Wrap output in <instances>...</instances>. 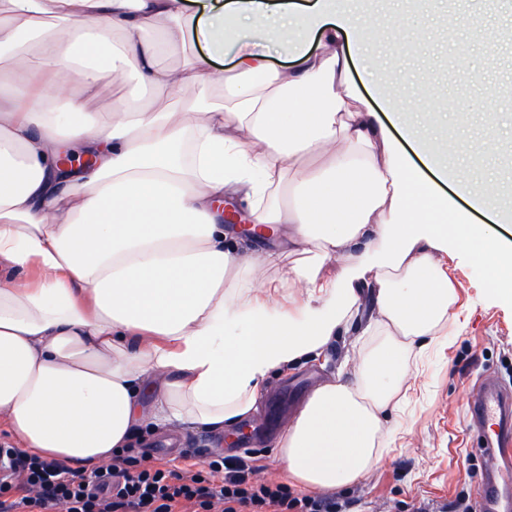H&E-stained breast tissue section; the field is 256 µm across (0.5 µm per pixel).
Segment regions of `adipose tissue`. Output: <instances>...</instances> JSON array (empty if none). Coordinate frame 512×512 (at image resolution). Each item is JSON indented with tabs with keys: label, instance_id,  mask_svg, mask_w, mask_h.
Listing matches in <instances>:
<instances>
[{
	"label": "adipose tissue",
	"instance_id": "obj_1",
	"mask_svg": "<svg viewBox=\"0 0 512 512\" xmlns=\"http://www.w3.org/2000/svg\"><path fill=\"white\" fill-rule=\"evenodd\" d=\"M377 28L350 0H0V428L16 448L88 473L140 424L233 429L367 297L354 364L275 452L306 491L382 462L408 364L455 302L444 256L485 265L512 299V252L472 220L510 224L512 209L449 167L425 112L353 90L350 60ZM186 42L197 52L161 64ZM271 46L293 66H272ZM228 50L232 68L216 67ZM128 78L152 87L147 106L84 111ZM228 202L287 249L240 252ZM269 269L277 284L241 287Z\"/></svg>",
	"mask_w": 512,
	"mask_h": 512
}]
</instances>
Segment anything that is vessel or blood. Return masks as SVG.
Segmentation results:
<instances>
[{
    "label": "vessel or blood",
    "mask_w": 512,
    "mask_h": 512,
    "mask_svg": "<svg viewBox=\"0 0 512 512\" xmlns=\"http://www.w3.org/2000/svg\"><path fill=\"white\" fill-rule=\"evenodd\" d=\"M467 420L480 440L483 470L477 512H512V389L485 374Z\"/></svg>",
    "instance_id": "vessel-or-blood-1"
}]
</instances>
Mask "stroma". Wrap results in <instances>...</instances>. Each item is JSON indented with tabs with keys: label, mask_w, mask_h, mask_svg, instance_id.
<instances>
[{
	"label": "stroma",
	"mask_w": 512,
	"mask_h": 512,
	"mask_svg": "<svg viewBox=\"0 0 512 512\" xmlns=\"http://www.w3.org/2000/svg\"><path fill=\"white\" fill-rule=\"evenodd\" d=\"M377 15L398 17L412 42L397 66H384L374 80L400 95L404 80L427 87L440 118L427 127L436 137L458 144L451 165L471 182L494 183L505 206L512 208V0H381ZM487 29L474 40L471 26ZM456 39H448L449 28ZM461 99L464 111L447 113L448 99ZM487 140L490 154L473 159L464 145ZM457 314L447 342L432 348L411 368L400 388L399 405L388 419L398 431L383 463L357 483L338 489L353 512H391L401 500L445 502L461 490L474 491L468 457L477 448L466 418L467 400L484 373L512 384V303L471 260H452ZM361 332L352 323L332 343L326 358L291 367L273 376L259 409L244 424L242 438L223 434L136 428L132 446L148 449L167 468L185 471L204 462L244 459L256 466L258 479L279 483L282 467L275 456L278 429L298 411L307 396L329 379L340 361L351 356Z\"/></svg>",
	"instance_id": "stroma-1"
}]
</instances>
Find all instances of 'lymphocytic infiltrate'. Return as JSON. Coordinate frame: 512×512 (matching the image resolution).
<instances>
[{
    "mask_svg": "<svg viewBox=\"0 0 512 512\" xmlns=\"http://www.w3.org/2000/svg\"><path fill=\"white\" fill-rule=\"evenodd\" d=\"M254 466L177 473L148 456L119 455L92 473L0 444V512H348L333 494L255 480Z\"/></svg>",
    "mask_w": 512,
    "mask_h": 512,
    "instance_id": "f902f5d3",
    "label": "lymphocytic infiltrate"
}]
</instances>
